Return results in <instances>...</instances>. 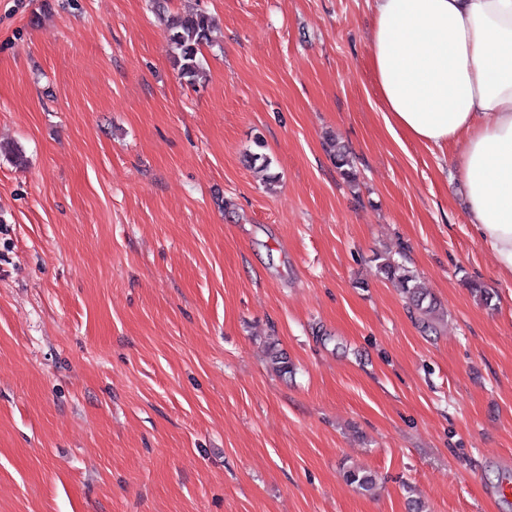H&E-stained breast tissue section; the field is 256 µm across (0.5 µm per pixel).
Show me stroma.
Listing matches in <instances>:
<instances>
[{"mask_svg": "<svg viewBox=\"0 0 512 512\" xmlns=\"http://www.w3.org/2000/svg\"><path fill=\"white\" fill-rule=\"evenodd\" d=\"M195 8L192 85L146 0H0V512H512V279L388 132L368 0ZM374 261L378 262L379 271L384 277L400 289L422 328L425 331L436 332L434 319L440 308H437V303L431 299L425 304L428 296L414 273L402 262L384 254H376Z\"/></svg>", "mask_w": 512, "mask_h": 512, "instance_id": "stroma-1", "label": "stroma"}]
</instances>
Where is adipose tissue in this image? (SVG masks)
I'll return each instance as SVG.
<instances>
[{"label": "adipose tissue", "mask_w": 512, "mask_h": 512, "mask_svg": "<svg viewBox=\"0 0 512 512\" xmlns=\"http://www.w3.org/2000/svg\"><path fill=\"white\" fill-rule=\"evenodd\" d=\"M372 15L389 132L459 145L470 222L512 278V0H372Z\"/></svg>", "instance_id": "adipose-tissue-1"}]
</instances>
